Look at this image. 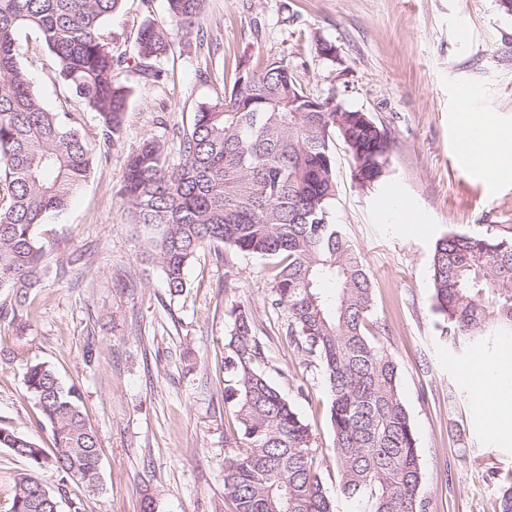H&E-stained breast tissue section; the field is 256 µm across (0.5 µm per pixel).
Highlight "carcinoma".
<instances>
[{"instance_id":"cac0c4a2","label":"carcinoma","mask_w":512,"mask_h":512,"mask_svg":"<svg viewBox=\"0 0 512 512\" xmlns=\"http://www.w3.org/2000/svg\"><path fill=\"white\" fill-rule=\"evenodd\" d=\"M122 0H0V290L13 316L40 281L47 249L38 228L62 212L89 180L93 158L74 113L48 109L20 64L18 37L31 32L57 64L64 102L96 113L99 148L121 144L131 86L124 65L158 81L152 62L171 31L202 30L201 0H168L169 23L147 21L130 51L102 37ZM286 59L236 76L232 89L199 103L173 160L151 138L125 159L120 197L133 223L155 228L146 261L160 267L171 296L186 291L185 268L211 245L270 261L271 306L287 337L313 357L329 393L337 491L360 512H427L418 440L399 392V367L370 329L374 288L360 254L331 220L333 146L352 159L353 180L371 188L386 175L391 140L366 112L288 111ZM434 309L442 330L473 351L491 329L512 333V238L450 233L431 259ZM330 283L327 290L324 285ZM224 404L237 428L226 438L224 488L233 512H334L318 469L311 425L259 367L263 345L245 301L229 310ZM27 398L50 428V454L0 425V447L25 457L10 512H53L41 473L100 483L98 438L46 362L26 363Z\"/></svg>"}]
</instances>
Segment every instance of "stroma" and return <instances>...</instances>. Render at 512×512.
Listing matches in <instances>:
<instances>
[{
  "label": "stroma",
  "instance_id": "1",
  "mask_svg": "<svg viewBox=\"0 0 512 512\" xmlns=\"http://www.w3.org/2000/svg\"><path fill=\"white\" fill-rule=\"evenodd\" d=\"M202 16L206 44L173 33L156 62L159 81L128 73L121 146L100 151L93 112L68 105L93 173L38 229L47 270L22 320L6 316L0 292V423L52 451L24 381L27 361L49 362L82 392L103 484L93 496L45 471L59 512H140L147 494L155 512H231L224 453L236 421L224 405V343L231 304L243 299L266 342L262 367L311 425L321 478L336 488L328 392L319 366L288 343L287 319L270 304L267 260L207 248L188 267L185 293L170 296L160 269L140 258L149 230L130 224L118 196L125 156L145 137L177 154L198 104L232 85L239 65L284 58L308 95L368 112L392 139L387 174L368 189L352 181L350 156L335 144L331 214L374 282V317L399 363L428 512H495L500 484L512 479V430L495 433L476 410L469 370L476 358L512 353V343L490 339L475 355L443 334L431 256L452 232L512 236V173L489 178L455 150L468 117L512 132V15L498 0H203ZM167 19L166 0H123L102 33L121 47L144 21ZM320 40L335 60L320 55ZM18 49L37 93L59 107L53 57L25 32ZM467 87L480 94L460 102ZM396 197L406 204L397 221L387 215Z\"/></svg>",
  "mask_w": 512,
  "mask_h": 512
}]
</instances>
